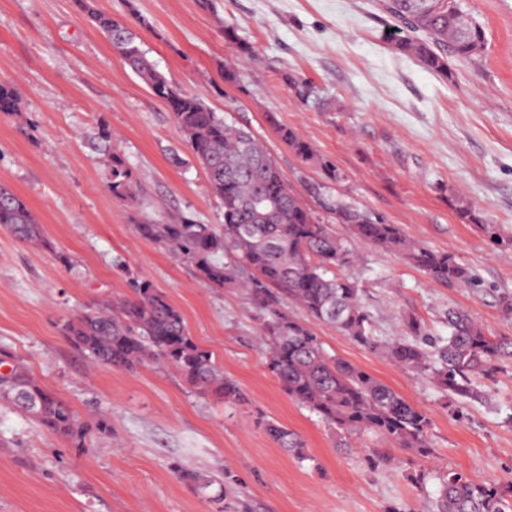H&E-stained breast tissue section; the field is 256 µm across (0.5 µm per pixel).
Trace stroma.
I'll use <instances>...</instances> for the list:
<instances>
[{"label": "stroma", "mask_w": 512, "mask_h": 512, "mask_svg": "<svg viewBox=\"0 0 512 512\" xmlns=\"http://www.w3.org/2000/svg\"><path fill=\"white\" fill-rule=\"evenodd\" d=\"M484 24L485 51L453 63L451 77L425 70L392 46L394 23L379 0H95L135 29L159 70L226 119L248 126L299 194L324 178L303 164L267 121L275 113L344 179L339 192L448 252L475 286L433 281L400 255L355 243L343 273L356 281L378 336H400L408 318L429 336L448 333L449 308L495 336L512 337L499 306L512 296V0H467ZM146 26H139V19ZM234 26L254 50L238 58L224 39ZM233 67L237 80L225 82ZM13 80L22 109L0 113V183L27 199L51 249L0 230V360L73 407L78 419L111 423L79 449L0 400V512H219L181 477H220L240 512H431L438 474L512 482V363L487 381L488 403L456 401L405 370L313 323L325 351L350 362L424 410L432 452L423 457L371 432L339 440L298 406L270 371L260 322L237 288H209L193 269L135 231L132 207L107 186L110 157L132 168L142 200L168 214L222 224L164 101L154 96L75 0H0V78ZM311 84L302 100L293 81ZM109 130L111 139L101 137ZM182 166H174L173 156ZM461 196L500 228V241L462 223ZM150 280L211 350L244 402H217L174 368L115 369L65 339V319L89 304L132 295ZM298 433L299 462L258 424ZM388 465L374 468L370 459ZM427 474L425 486L414 477Z\"/></svg>", "instance_id": "1"}]
</instances>
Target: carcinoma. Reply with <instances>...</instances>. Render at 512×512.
<instances>
[{
  "instance_id": "obj_1",
  "label": "carcinoma",
  "mask_w": 512,
  "mask_h": 512,
  "mask_svg": "<svg viewBox=\"0 0 512 512\" xmlns=\"http://www.w3.org/2000/svg\"><path fill=\"white\" fill-rule=\"evenodd\" d=\"M79 8L123 55L132 71L163 100L196 162L205 170L210 194L223 208L222 230L185 214L166 215L139 209L137 181L119 154H112V196L138 208V235L190 265L208 288H242L261 321L259 341L268 365L288 397L316 414L341 436L369 430L401 448L430 453V419L425 411L355 365L326 354L308 322L332 325L357 344L380 353L395 365L433 380L454 400L484 403L488 394L478 383L490 379L496 365L512 361V337L493 336L467 312L448 308V336L429 337L420 322L404 323L391 340L375 335L370 314L361 303L357 283L336 270L352 264L358 240L404 255L412 265L450 288L472 282L469 271L445 252L410 239L397 224L356 206L333 192L342 179L331 163L318 159L313 146L294 129L269 123L282 141L306 164L324 170L325 181L312 183L309 204L284 178L264 144L246 126L233 124L202 100L170 82L160 72L132 29L98 11L91 0ZM383 10L397 22L394 48L416 59L427 71L447 77L449 59L466 61L486 45L483 24L469 18L463 0H382ZM21 95L7 78L0 79V112L20 111ZM460 220L479 224L498 238V227L485 214L463 203L455 205ZM344 226L339 232L325 222ZM0 228L21 242L50 250L52 244L27 201L0 184ZM232 252L230 263L224 256ZM287 300L303 311L300 318L282 309ZM77 349L113 368L133 370L147 364L177 369L190 387L203 395L244 401L237 382L224 376L213 353L190 335L180 310L147 279L133 282V296L111 305L87 307L62 325ZM0 399L15 404L43 429L85 448L93 431L107 430L106 418L95 427L80 422L64 400L44 389L16 363L0 373ZM266 434L301 462L303 441L276 421ZM183 477L204 493L218 479L195 471ZM434 512H512V487L473 482L458 472L440 477Z\"/></svg>"
}]
</instances>
